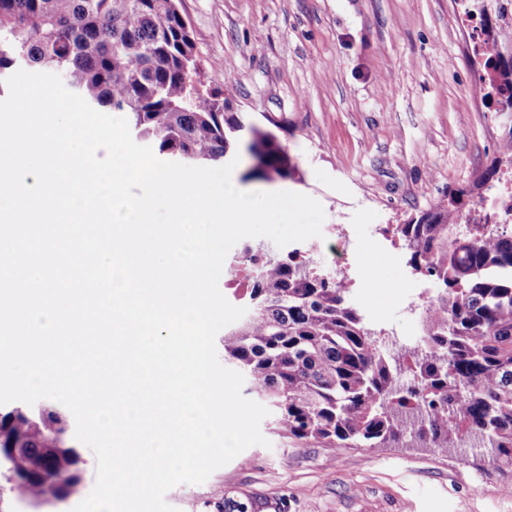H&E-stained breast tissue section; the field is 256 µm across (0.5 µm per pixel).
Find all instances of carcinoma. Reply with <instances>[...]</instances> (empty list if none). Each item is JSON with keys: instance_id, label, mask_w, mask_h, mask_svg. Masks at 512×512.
Masks as SVG:
<instances>
[{"instance_id": "obj_1", "label": "carcinoma", "mask_w": 512, "mask_h": 512, "mask_svg": "<svg viewBox=\"0 0 512 512\" xmlns=\"http://www.w3.org/2000/svg\"><path fill=\"white\" fill-rule=\"evenodd\" d=\"M176 0H0V76L20 63L61 76L94 109L127 116L131 134L153 152L199 166L249 149L262 158L250 176L301 181L277 136L244 120L228 99L197 79L195 42ZM498 29L488 98L512 114V0H480ZM512 166V123L479 181L396 226L411 269L436 284L423 317L425 345L394 352L363 323L349 293L317 263L283 256L245 289L248 312L224 331V360L247 391L275 411L282 438L328 448H390L410 436L424 448L477 440L489 461L512 473V234L499 224L473 233L453 218ZM39 422L12 426V445L49 447ZM78 464L57 452L53 476L12 483L35 499H59L78 485L55 476Z\"/></svg>"}]
</instances>
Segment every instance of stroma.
<instances>
[{
  "label": "stroma",
  "mask_w": 512,
  "mask_h": 512,
  "mask_svg": "<svg viewBox=\"0 0 512 512\" xmlns=\"http://www.w3.org/2000/svg\"><path fill=\"white\" fill-rule=\"evenodd\" d=\"M201 82L276 134L302 182L243 179L245 192L318 200L329 224H354L363 260L351 301L383 336L421 333L412 301L433 293L405 249L380 234L471 184L504 127L475 94L472 35L455 0H179ZM254 445L201 484L165 500L178 512H512V475L463 449L327 448L260 425ZM79 453L80 489L36 502L0 484V512H72L91 492L96 459Z\"/></svg>",
  "instance_id": "35a3bbf8"
}]
</instances>
